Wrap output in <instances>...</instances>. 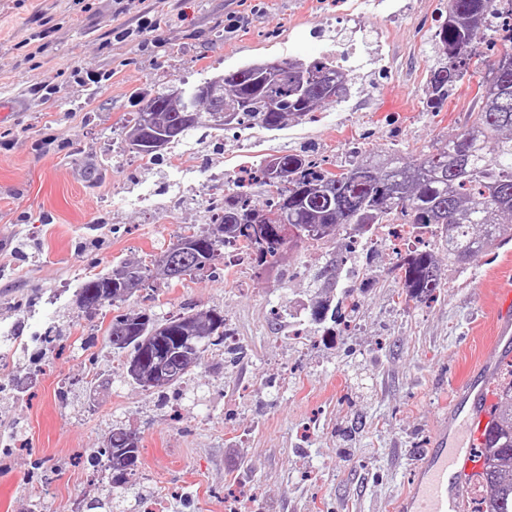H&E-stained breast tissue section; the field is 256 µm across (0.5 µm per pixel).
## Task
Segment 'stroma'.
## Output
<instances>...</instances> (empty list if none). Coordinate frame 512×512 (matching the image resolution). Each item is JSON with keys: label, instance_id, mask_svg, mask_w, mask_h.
I'll return each mask as SVG.
<instances>
[{"label": "stroma", "instance_id": "obj_1", "mask_svg": "<svg viewBox=\"0 0 512 512\" xmlns=\"http://www.w3.org/2000/svg\"><path fill=\"white\" fill-rule=\"evenodd\" d=\"M447 0H0V512H77L104 498L93 464L113 425L137 432L142 467L121 512H394L453 390L494 361L495 290L512 278V241L448 264L446 286L407 305L389 239L341 267L336 333L289 318L319 300L313 284L341 241L300 244L266 270L244 256L137 292L168 316L223 311L234 352L214 346L167 395L125 379L101 312L75 303L80 282L145 260L244 162L283 151L341 164L353 152L417 159L469 126L477 80L440 111L424 90L431 35ZM344 58L350 92L313 120L253 128L166 153L154 168L126 150L136 97L194 86L258 59ZM175 207H142L185 168ZM223 168L225 182L213 181ZM58 336L50 344L39 338Z\"/></svg>", "mask_w": 512, "mask_h": 512}]
</instances>
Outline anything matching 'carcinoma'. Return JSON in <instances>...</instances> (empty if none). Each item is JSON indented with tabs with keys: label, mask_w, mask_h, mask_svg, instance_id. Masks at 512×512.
Returning <instances> with one entry per match:
<instances>
[{
	"label": "carcinoma",
	"mask_w": 512,
	"mask_h": 512,
	"mask_svg": "<svg viewBox=\"0 0 512 512\" xmlns=\"http://www.w3.org/2000/svg\"><path fill=\"white\" fill-rule=\"evenodd\" d=\"M503 15L501 0H448V15L433 34L438 62L426 83V103L437 109L449 91L470 75L479 46L495 20ZM265 61H254L217 73L209 79L211 97L198 103L201 114L191 122L182 115L186 104L165 93L156 112L134 110L126 119L132 131L149 130L146 137H167L171 148L196 129L222 132L228 122L216 115L241 108L232 124L249 122L277 131L286 120H302L324 105L348 96L346 75L325 60H288V75L263 87ZM481 111L460 134L442 147L422 154L413 166L396 156L378 159L354 155L331 170L303 153H281L260 163L251 182L239 183L224 195V211L203 226L190 225L177 239L160 248L150 264L122 261L107 274L95 273L82 282L76 299L91 310L112 306L117 314L107 327L112 349L127 353L126 375L136 384L164 389L199 366L208 349L224 342V314L164 318L150 309H123L133 293L119 275L138 274L162 283L207 273L224 259V247L234 241L257 267L276 262L292 240L273 239L265 225L254 223L257 206L252 190L266 196L263 210L306 230L304 240L327 242L345 234L364 235L375 224L399 216L405 224L431 229L444 242L448 264L463 267L471 258L512 240V64L490 71L479 85ZM454 224H448V217ZM340 263L330 254L315 276L318 287L333 289ZM396 279L406 288L404 302H421L444 287L435 255L414 249L399 255ZM334 313L331 301L310 308V320L326 323ZM498 403L493 406L485 441L480 448L482 471L477 475L481 508L477 512H512V378L496 381ZM106 458L111 487L128 490L141 466L140 438L125 428H112L106 445L94 451Z\"/></svg>",
	"instance_id": "obj_1"
}]
</instances>
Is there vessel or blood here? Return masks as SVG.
I'll return each mask as SVG.
<instances>
[{"mask_svg": "<svg viewBox=\"0 0 512 512\" xmlns=\"http://www.w3.org/2000/svg\"><path fill=\"white\" fill-rule=\"evenodd\" d=\"M498 360L512 359V281L496 291ZM495 363L482 365L478 379L456 388L430 448L415 464L416 478L401 502L402 512H468L471 477L480 471L478 450L490 420L489 396Z\"/></svg>", "mask_w": 512, "mask_h": 512, "instance_id": "b4317fda", "label": "vessel or blood"}]
</instances>
